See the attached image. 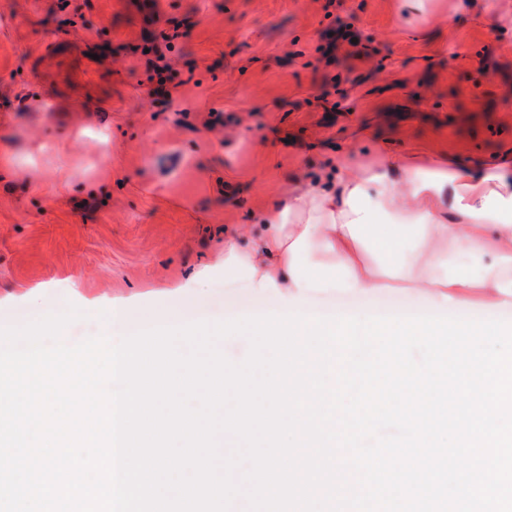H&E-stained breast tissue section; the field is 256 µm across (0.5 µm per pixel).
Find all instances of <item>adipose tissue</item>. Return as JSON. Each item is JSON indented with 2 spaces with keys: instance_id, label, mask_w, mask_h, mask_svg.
<instances>
[{
  "instance_id": "1",
  "label": "adipose tissue",
  "mask_w": 512,
  "mask_h": 512,
  "mask_svg": "<svg viewBox=\"0 0 512 512\" xmlns=\"http://www.w3.org/2000/svg\"><path fill=\"white\" fill-rule=\"evenodd\" d=\"M419 218L413 255L376 273L365 262L363 235L392 243L397 224ZM485 259L481 276L434 273L444 244ZM224 268L258 288L281 289L284 311L311 288L384 291L403 284L446 304L471 290L500 298L512 269V163L491 170L385 155L367 174L352 173L294 190L265 213L247 244L224 241Z\"/></svg>"
}]
</instances>
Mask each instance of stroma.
Returning <instances> with one entry per match:
<instances>
[{"label":"stroma","instance_id":"obj_1","mask_svg":"<svg viewBox=\"0 0 512 512\" xmlns=\"http://www.w3.org/2000/svg\"><path fill=\"white\" fill-rule=\"evenodd\" d=\"M426 5L455 37L397 0H0V327L73 305L76 344L115 304L130 334L273 312L281 292L225 272L224 236L290 190L384 152L512 158V18ZM342 23L359 43L326 60ZM175 30L179 85L148 97L141 49ZM381 299L299 304L362 316Z\"/></svg>","mask_w":512,"mask_h":512}]
</instances>
